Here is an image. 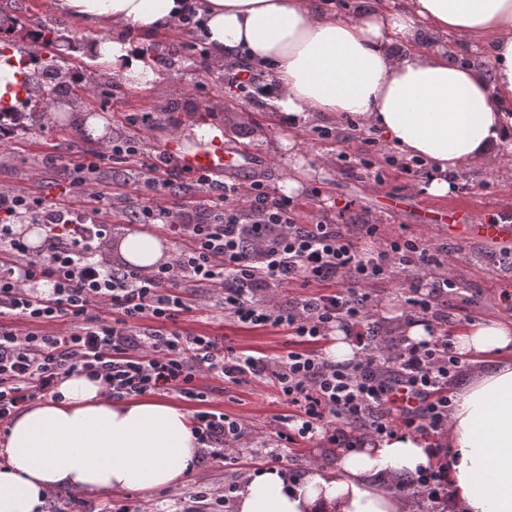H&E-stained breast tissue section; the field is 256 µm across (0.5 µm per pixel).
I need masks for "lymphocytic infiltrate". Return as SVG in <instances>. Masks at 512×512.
<instances>
[{"label": "lymphocytic infiltrate", "mask_w": 512, "mask_h": 512, "mask_svg": "<svg viewBox=\"0 0 512 512\" xmlns=\"http://www.w3.org/2000/svg\"><path fill=\"white\" fill-rule=\"evenodd\" d=\"M141 154L134 141L110 144L76 164L71 186L102 204L109 195L94 188L102 164L139 161V178L152 195L137 221L175 244L169 261L148 269L98 259L106 225L73 223L67 208L0 189V425L77 373L100 381L112 398L163 392L198 403L193 424L201 451L226 459L247 427L206 408L197 383L206 372L232 383L248 376L274 381L290 406L277 437L294 445L318 439L353 451L402 431L426 438L447 431L448 389L467 357L457 352L453 321L440 309V298L459 285L437 251L418 237H381L367 221L357 240L327 220L298 223L290 198L258 180L245 186L199 174L196 185L211 188L212 196L192 211L171 205L163 194L173 173L169 158L158 152L146 162ZM20 218L39 225L41 245L15 230ZM398 270L413 277L403 323L424 325L429 339L397 335L375 315L365 284ZM290 284L306 288L307 296L279 305L277 288ZM191 285L209 291L219 318L284 332L291 350L276 359L226 351L212 337L180 327L193 310L183 294ZM17 320L27 329L14 328ZM54 321L67 322V330L43 331ZM339 329L357 339L347 362L316 350ZM399 385L422 396L423 405L395 408L391 393ZM448 486L439 466L395 488L437 508L447 502Z\"/></svg>", "instance_id": "lymphocytic-infiltrate-1"}]
</instances>
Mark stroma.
<instances>
[{"label": "stroma", "mask_w": 512, "mask_h": 512, "mask_svg": "<svg viewBox=\"0 0 512 512\" xmlns=\"http://www.w3.org/2000/svg\"><path fill=\"white\" fill-rule=\"evenodd\" d=\"M37 17L57 22L67 38L57 49L62 75L77 74L82 84L98 86L97 94L71 96L70 104L101 116L110 139L136 140L150 153L170 140L181 124L205 121L207 128L223 131L231 143L243 149L235 180L246 186L259 179L269 189L289 193L300 223L325 217L347 225L350 234L356 236L361 222L368 220L379 224L381 236L404 233L441 248L448 271L469 290L468 299H448L447 310L456 326L504 315L499 295L512 291V258L506 256L512 251V240L490 246L464 239L449 232L439 218L453 208L468 210L479 219L492 213L512 215V181H501L488 171L464 169L453 176L456 191L443 198L429 196L423 186L411 183L391 166L395 148L382 141L364 145L363 131L352 127L349 120L319 118L297 131H288L266 100L269 73L255 70L249 95H242L225 81L223 62L203 59L207 46L199 30L178 27L149 37L147 44L161 79L152 88L138 91L121 75H106L98 65L76 54V46L88 34L68 15L55 11L50 0H0V25L11 27L14 48H22L34 35L28 21ZM107 79L112 82L108 88L103 85ZM17 109L25 114L26 128L0 144V188H22L48 203L68 201L78 223L108 225L99 255L110 263L123 262L125 237L141 229L140 224L131 222L127 210L150 196L144 186L134 183L137 165L109 163L101 167L96 175L98 189L112 194L121 191L130 199L120 203L118 210L93 213L87 198L70 189L71 165L101 150V143L68 121L51 122L49 109L40 102H21ZM243 109L250 110V122L238 121L237 114ZM139 113L151 114V124H131V116ZM290 155L301 160L299 173H292L284 164V157ZM377 170L383 174L380 185L373 178ZM291 177L300 184L292 192L285 188ZM187 295L198 304L182 322L188 331L205 333L224 346L270 358L287 354V336L273 329L255 331L214 318L204 306V289L189 288ZM198 384L208 393L209 408L241 419L252 431L278 430L280 417L289 411L272 386L251 377L231 384L203 375ZM280 453L282 468L294 476L312 467L334 466L337 456L336 449L320 447L315 440L281 448ZM265 454L262 448H241L235 457L223 461H200L178 487L149 493H106L92 497L90 504L93 512H186L198 491L236 486L246 475L266 471Z\"/></svg>", "instance_id": "stroma-1"}]
</instances>
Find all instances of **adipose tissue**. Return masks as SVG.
<instances>
[{"instance_id":"ef3b65f1","label":"adipose tissue","mask_w":512,"mask_h":512,"mask_svg":"<svg viewBox=\"0 0 512 512\" xmlns=\"http://www.w3.org/2000/svg\"><path fill=\"white\" fill-rule=\"evenodd\" d=\"M88 30L76 49L137 89L161 74L143 38L196 9L213 58L269 71L268 94L289 128L317 115L351 118L428 170L427 194L448 196L468 166L512 179V0H372L354 16L336 0H53ZM39 39L0 55V110L12 111L22 63ZM460 353L481 365L453 389L451 496L465 512H512V318L469 324ZM58 398L19 412L0 445V512H44L50 492L87 496L176 487L201 445L189 414L163 399H112L78 374ZM427 441L400 434L341 454L299 478L271 469L236 492V512H410L389 490L438 465Z\"/></svg>"}]
</instances>
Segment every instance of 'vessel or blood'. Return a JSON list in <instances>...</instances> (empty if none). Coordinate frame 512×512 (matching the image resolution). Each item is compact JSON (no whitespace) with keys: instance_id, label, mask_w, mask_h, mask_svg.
<instances>
[{"instance_id":"b4317fda","label":"vessel or blood","mask_w":512,"mask_h":512,"mask_svg":"<svg viewBox=\"0 0 512 512\" xmlns=\"http://www.w3.org/2000/svg\"><path fill=\"white\" fill-rule=\"evenodd\" d=\"M163 151L173 157L180 169L192 174L233 172L236 169L235 159L240 154L238 147L225 142L219 135L198 140L190 148L178 142L170 143L164 145ZM448 227L461 236L487 243H497L512 237L510 222L492 224L485 220L474 221L467 214L457 211L449 212Z\"/></svg>"}]
</instances>
